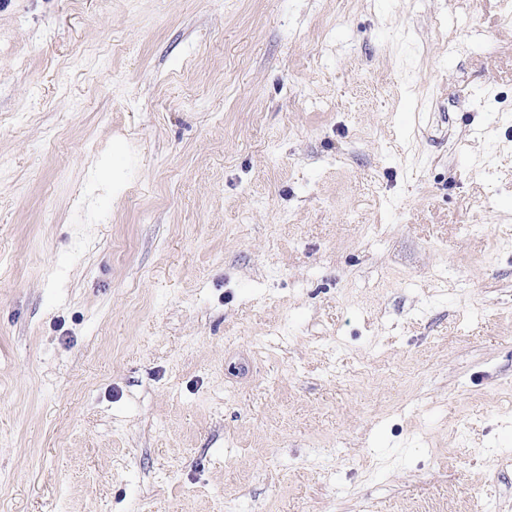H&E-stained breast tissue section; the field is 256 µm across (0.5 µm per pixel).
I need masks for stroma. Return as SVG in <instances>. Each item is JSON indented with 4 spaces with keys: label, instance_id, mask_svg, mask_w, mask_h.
<instances>
[{
    "label": "stroma",
    "instance_id": "obj_1",
    "mask_svg": "<svg viewBox=\"0 0 512 512\" xmlns=\"http://www.w3.org/2000/svg\"><path fill=\"white\" fill-rule=\"evenodd\" d=\"M0 512H512V0H0Z\"/></svg>",
    "mask_w": 512,
    "mask_h": 512
}]
</instances>
